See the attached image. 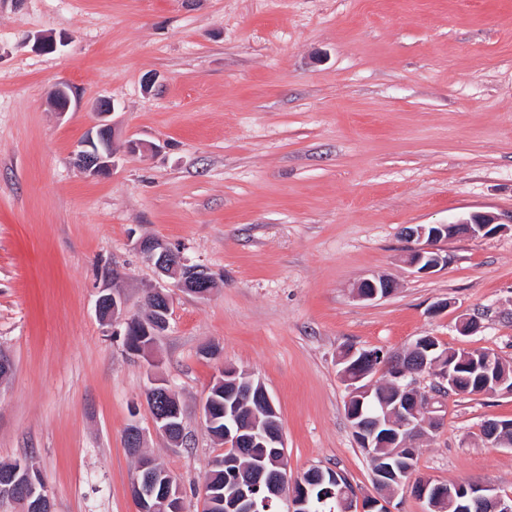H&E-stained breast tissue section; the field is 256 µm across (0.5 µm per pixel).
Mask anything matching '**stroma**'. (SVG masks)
<instances>
[{"label":"stroma","mask_w":512,"mask_h":512,"mask_svg":"<svg viewBox=\"0 0 512 512\" xmlns=\"http://www.w3.org/2000/svg\"><path fill=\"white\" fill-rule=\"evenodd\" d=\"M99 98L114 105L116 166L90 179L74 152ZM476 212L512 215V0H0V350L13 362L0 463L33 468L53 512H137L134 424L184 512H203L224 447L198 405L232 365L272 397L290 475L331 468L373 495L342 349L432 336L512 365V231L443 243L448 262L427 275L404 262V228ZM144 238L218 286L169 289L167 330L134 355L94 306L107 287L120 318L145 315L160 281ZM112 266L119 279H104ZM373 276L395 293L359 300ZM463 317L476 335L459 334ZM154 375L181 403L185 446L153 427ZM445 407L417 475L512 494V447L481 435L512 419V395Z\"/></svg>","instance_id":"obj_1"}]
</instances>
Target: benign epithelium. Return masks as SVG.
I'll list each match as a JSON object with an SVG mask.
<instances>
[{"label": "benign epithelium", "mask_w": 512, "mask_h": 512, "mask_svg": "<svg viewBox=\"0 0 512 512\" xmlns=\"http://www.w3.org/2000/svg\"><path fill=\"white\" fill-rule=\"evenodd\" d=\"M111 134V124L101 123L96 131L88 132L85 142L78 146L75 153L76 163L84 172L92 177L99 178L110 174L115 166V154L93 151V145L101 137L107 138ZM507 229L501 218L490 212L474 213L465 219L448 224L417 225L405 232L407 262L421 274L436 271L447 263L443 256L440 243L460 237H478L496 234ZM136 248L142 258L152 264L164 277L173 280V287L180 288L199 297L208 296L213 288V277L208 270L200 265L181 258L179 263L168 261L169 247L157 240L144 238L137 242ZM395 292V284L388 278L378 277L365 279L356 287V296L361 300H376L391 296ZM122 302L108 289L100 291L96 300V314L109 311L113 317L118 315ZM379 362V366L391 369L390 378L393 380L401 401L389 411L386 418H364L362 412L347 408L346 416L353 422V428L358 432L360 442L367 448L377 446L387 448L392 443H400V447L409 448L425 436L428 432L438 428L443 420L440 412L443 402L438 396H431L417 391L418 375L400 366H391L389 357L378 355L369 350H345L337 360L339 375L348 384L349 396L347 401L358 400L370 394L371 384L365 383L366 374L352 376L344 367L346 362ZM434 375L442 383L454 384L455 373L451 365L436 358L432 362ZM472 370L484 380H491L496 372V362L488 354L474 360ZM222 389L235 397L232 421L224 425V442L226 448L232 447V442L244 440L249 444H260L269 449V457L278 462L283 455V436L279 413L271 399L264 383L250 376L241 381L237 369H224L214 382V387L208 389L199 405V415L206 429L218 425L214 417V392ZM153 398L168 400L173 393L161 378H150V388L147 390ZM256 400L259 409L267 416L266 423L258 426L257 421L242 423L239 406ZM180 419L179 409L167 406L157 411L154 419L156 431L165 435L175 447L182 446V440L174 437ZM512 423L496 419L483 421V435L492 448L504 447L506 443L500 437V431L511 429ZM142 433L137 425L127 428L128 447L140 459V476L134 480L131 490L137 501L144 503L153 499L157 486L163 490L160 501L169 512H183V501L180 490L173 489V480L160 470L158 464L141 454ZM323 483V479L312 474L299 483V491L289 494L284 491L283 476L277 471H270L265 466L255 468L254 478L243 481L237 473L225 477V489L220 491L212 484L210 478H205L199 492L209 504L220 500L224 512H258L257 495L265 494V501L276 500L288 512H299L301 508L309 505V494L315 486ZM464 507L461 512H470L471 507L480 505L486 512H512V495L502 494L488 485L469 483L459 490ZM320 495L328 500L336 498V512H387L382 504L384 492L378 496H369L361 499L350 494L344 486L336 487V480L325 487ZM448 492L440 485L435 484L428 477H419L416 483L415 497L425 504L426 512H438L440 504L447 499ZM0 497L16 499L21 503L24 512H39L50 507V500L46 487L41 479L32 477L26 469L19 467L14 471L11 480L0 484Z\"/></svg>", "instance_id": "7a95c632"}]
</instances>
